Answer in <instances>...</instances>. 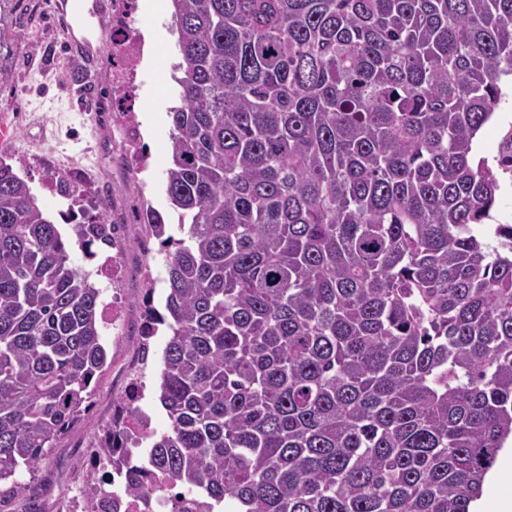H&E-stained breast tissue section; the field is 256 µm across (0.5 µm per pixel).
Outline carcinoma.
<instances>
[{"instance_id":"cac0c4a2","label":"carcinoma","mask_w":512,"mask_h":512,"mask_svg":"<svg viewBox=\"0 0 512 512\" xmlns=\"http://www.w3.org/2000/svg\"><path fill=\"white\" fill-rule=\"evenodd\" d=\"M169 429L135 464L246 512H470L512 435V228L477 135L512 90V0H171ZM103 214L66 242L0 161V481L86 412L108 353Z\"/></svg>"}]
</instances>
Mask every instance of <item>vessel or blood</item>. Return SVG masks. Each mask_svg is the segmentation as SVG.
Returning a JSON list of instances; mask_svg holds the SVG:
<instances>
[{"mask_svg":"<svg viewBox=\"0 0 512 512\" xmlns=\"http://www.w3.org/2000/svg\"><path fill=\"white\" fill-rule=\"evenodd\" d=\"M86 0H68V13L63 21L69 32L65 41L68 55L84 61L90 73H97L102 62L99 51L102 31L96 24L99 8H86Z\"/></svg>","mask_w":512,"mask_h":512,"instance_id":"obj_1","label":"vessel or blood"}]
</instances>
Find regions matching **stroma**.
<instances>
[{"label": "stroma", "mask_w": 512, "mask_h": 512, "mask_svg": "<svg viewBox=\"0 0 512 512\" xmlns=\"http://www.w3.org/2000/svg\"><path fill=\"white\" fill-rule=\"evenodd\" d=\"M31 2L0 0V69L10 76L0 85V160L28 180L54 215L71 203L57 179L63 164L89 168L90 176L78 181L82 205L90 213H104L108 223L121 225L125 239L121 251L124 321L119 330L103 332L110 360L87 415L55 442L35 472L17 473L14 493L0 496V512H25L32 498L42 512H71L92 477L91 457L100 430L117 402L130 392L132 371H145L139 408L152 419L157 432L169 428L157 400L169 332L160 328L148 341L141 336L146 298H153L159 308L165 302L166 255L158 240L148 236L141 215L147 204L165 214L170 211L164 178L171 151L168 109L175 97V38L169 31L170 21L157 25L154 42L160 62L144 66L136 102L138 119L155 118L152 131L141 135L150 158L145 168H135L119 135L96 131L89 112L73 99L71 90L82 79L81 68L65 52L62 20L51 0H39L36 14L29 10Z\"/></svg>", "instance_id": "35a3bbf8"}]
</instances>
